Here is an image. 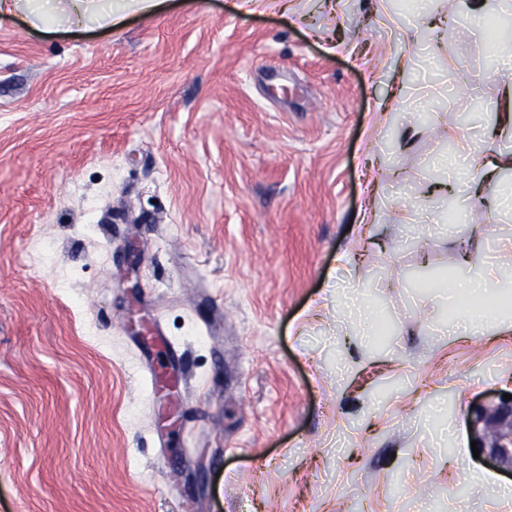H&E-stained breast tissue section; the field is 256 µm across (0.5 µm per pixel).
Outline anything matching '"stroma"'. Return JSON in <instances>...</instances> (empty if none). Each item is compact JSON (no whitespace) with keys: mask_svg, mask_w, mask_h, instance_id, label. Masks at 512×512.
<instances>
[{"mask_svg":"<svg viewBox=\"0 0 512 512\" xmlns=\"http://www.w3.org/2000/svg\"><path fill=\"white\" fill-rule=\"evenodd\" d=\"M477 5L0 21V512H512L471 449L512 328L435 297L459 255L512 261L497 196L431 165L451 125L474 165L512 147Z\"/></svg>","mask_w":512,"mask_h":512,"instance_id":"1","label":"stroma"}]
</instances>
